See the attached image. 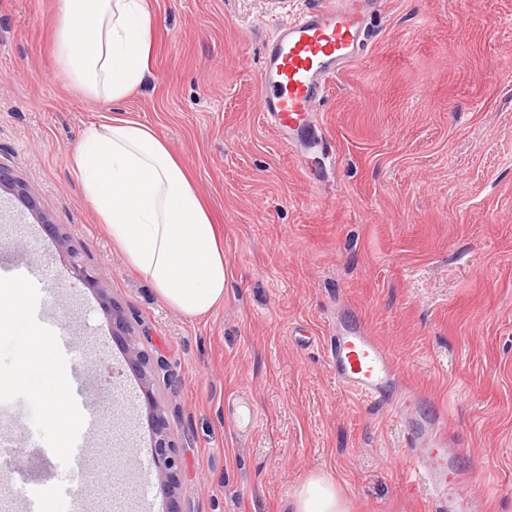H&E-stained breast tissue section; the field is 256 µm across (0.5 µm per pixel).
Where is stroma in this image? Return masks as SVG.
Instances as JSON below:
<instances>
[{
  "instance_id": "1",
  "label": "stroma",
  "mask_w": 512,
  "mask_h": 512,
  "mask_svg": "<svg viewBox=\"0 0 512 512\" xmlns=\"http://www.w3.org/2000/svg\"><path fill=\"white\" fill-rule=\"evenodd\" d=\"M315 0H152L150 80L127 118L183 161L224 230V304L189 318L131 269L67 168L88 105L52 55L56 0H0V162L63 225L149 353L182 458L176 502L143 488L151 438L140 382L96 294L9 194L0 249L49 262L47 292L0 333V502L19 506L39 449L59 443L46 404L12 376L40 318L74 336L103 418L59 463L42 512H293L308 479L336 482L347 512H434L409 478L401 424L342 388L324 348L337 316L392 353L415 416L440 407L467 446L449 495L512 512V0H383L361 60L318 107L322 142L287 149L259 110L258 72L276 25Z\"/></svg>"
}]
</instances>
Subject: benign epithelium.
I'll return each mask as SVG.
<instances>
[{"label": "benign epithelium", "mask_w": 512, "mask_h": 512, "mask_svg": "<svg viewBox=\"0 0 512 512\" xmlns=\"http://www.w3.org/2000/svg\"><path fill=\"white\" fill-rule=\"evenodd\" d=\"M2 191L26 200L31 207L35 206L26 185L10 167L0 162V192ZM40 219L41 224L51 233L55 242L66 251L71 277L95 289L112 316V335L123 340L130 365L140 376L142 392L152 421V467L156 470L164 491L174 499L179 488L182 459L170 430L165 407L155 395L154 365L161 364V361L151 359L148 352L133 336L128 318L122 308L108 296L105 289L101 288L106 278L103 269L87 262L82 254L72 247L68 235L62 231L60 225L53 223L48 215L43 214Z\"/></svg>", "instance_id": "benign-epithelium-1"}]
</instances>
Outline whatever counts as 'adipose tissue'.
<instances>
[{
	"label": "adipose tissue",
	"mask_w": 512,
	"mask_h": 512,
	"mask_svg": "<svg viewBox=\"0 0 512 512\" xmlns=\"http://www.w3.org/2000/svg\"><path fill=\"white\" fill-rule=\"evenodd\" d=\"M56 67L69 89L91 103H123L151 75L155 16L149 0H58ZM68 167L127 263L158 296L187 317L224 303V241L182 160L146 125L122 118L89 127ZM16 380H31L58 434L76 425L64 404L66 377L35 335ZM295 512H347L335 482L308 480Z\"/></svg>",
	"instance_id": "ef3b65f1"
}]
</instances>
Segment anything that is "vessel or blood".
I'll return each instance as SVG.
<instances>
[{"instance_id": "b4317fda", "label": "vessel or blood", "mask_w": 512, "mask_h": 512, "mask_svg": "<svg viewBox=\"0 0 512 512\" xmlns=\"http://www.w3.org/2000/svg\"><path fill=\"white\" fill-rule=\"evenodd\" d=\"M377 0H320L298 17L278 27L264 45L258 74L260 104L280 142L298 147L319 138L314 118L317 103L330 82L362 54L366 33V8ZM0 271L31 288L46 285L47 265L24 261L0 262ZM327 361L337 382L345 389L382 403L404 427V447L423 449V465L417 474L431 491L437 512H477V501L452 497L448 486L464 481L455 462L462 452L448 432V419L436 413L430 420H407L406 409L418 401L417 393L398 388L395 362L390 351L360 324L336 325L327 343ZM68 406L80 420L82 432L75 448H84L98 423V411L88 398V379L83 366L69 370Z\"/></svg>"}]
</instances>
